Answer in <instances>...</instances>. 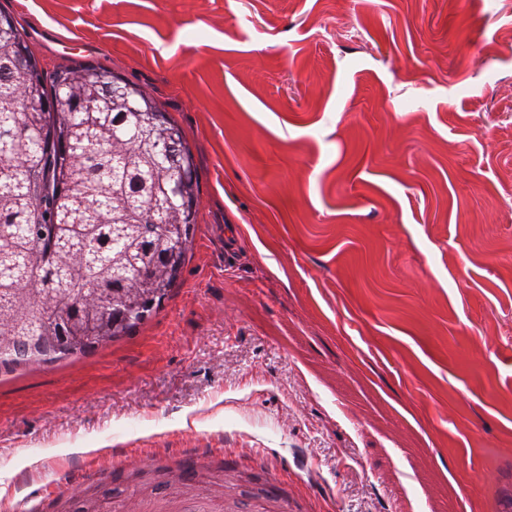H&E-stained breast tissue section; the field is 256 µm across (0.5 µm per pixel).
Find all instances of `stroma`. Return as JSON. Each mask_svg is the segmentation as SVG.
I'll return each instance as SVG.
<instances>
[{"instance_id": "stroma-1", "label": "stroma", "mask_w": 512, "mask_h": 512, "mask_svg": "<svg viewBox=\"0 0 512 512\" xmlns=\"http://www.w3.org/2000/svg\"><path fill=\"white\" fill-rule=\"evenodd\" d=\"M195 156L173 290L0 375V512L206 458L279 512H496L512 470V0H0Z\"/></svg>"}]
</instances>
